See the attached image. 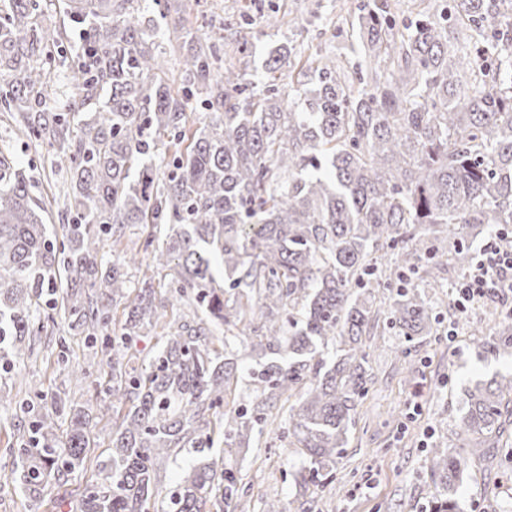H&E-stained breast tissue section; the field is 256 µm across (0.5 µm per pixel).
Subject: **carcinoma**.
Listing matches in <instances>:
<instances>
[{
  "label": "carcinoma",
  "instance_id": "carcinoma-1",
  "mask_svg": "<svg viewBox=\"0 0 512 512\" xmlns=\"http://www.w3.org/2000/svg\"><path fill=\"white\" fill-rule=\"evenodd\" d=\"M42 2L0 0V77H11L0 102L20 114L24 136L68 161L75 216L59 267L45 208L0 151V370L28 357L39 300L60 288L55 306L102 353L71 374L107 365L104 408L127 411L98 478L75 489L68 477L85 469L88 448L76 405L59 398L18 426L24 493L37 501L52 480L69 512H235L245 488L216 460L184 470L166 493L157 479L176 449L214 444L198 431L224 407L239 367V356L213 346L215 327L226 346L233 330L250 329L256 357L257 401L224 411V446L249 447L282 396L298 390L288 436L315 478L333 482L368 392L371 280L389 287L407 271L433 276L453 224L477 235L512 224V0H451L400 24L389 0H363L351 30L364 62L303 60L277 44L264 61L268 82L254 91L253 47H236L242 69L222 68L224 34L194 41L168 5L159 16L185 49L177 88L139 0H62L78 37L71 55L61 30L39 25ZM38 59L72 68L71 119L33 96L47 80ZM197 104L210 120L193 130L187 113ZM166 134L175 151L159 180L154 148ZM136 224L157 233L145 248L155 266H174L176 288L164 292L151 276L133 286L123 266L135 258L108 256L102 235ZM128 297L121 335H106L114 304ZM185 297L207 320L169 318ZM296 307L302 319L285 322ZM386 313L407 341L432 333L415 288L396 289ZM162 322L167 333L142 354L135 340ZM338 342L344 348L328 356ZM486 349L512 358V325ZM458 426L482 458L512 436V369L465 389ZM430 462L439 481L431 512H460L465 462L453 448L431 449Z\"/></svg>",
  "mask_w": 512,
  "mask_h": 512
}]
</instances>
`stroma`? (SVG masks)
Segmentation results:
<instances>
[{"label":"stroma","mask_w":512,"mask_h":512,"mask_svg":"<svg viewBox=\"0 0 512 512\" xmlns=\"http://www.w3.org/2000/svg\"><path fill=\"white\" fill-rule=\"evenodd\" d=\"M233 16L241 38L258 54L278 39L301 51L335 54L350 51V18L342 0H201L183 4L186 29L204 39L214 35L226 16ZM0 150L29 179L35 199L46 202L51 240H62L70 214L64 205L68 189L61 157L26 138L13 113L0 111ZM463 267L449 263L440 287L429 289V314L434 335L404 342L385 317H378L370 336L369 372L373 382L362 399L349 444L336 460L335 485L301 490L302 473L310 463L301 457L287 433L288 414L299 394L291 392L273 410L275 422L266 426L258 443L226 454L223 441L210 448L228 468L240 470L247 488L243 512H263L267 497L278 496L291 512H429L437 485L429 465L433 448H457V401L462 387L512 367L505 357L483 352L482 338L495 334L502 321L512 319V296L491 298L458 312L454 287ZM44 327L29 338L32 349L22 370L23 382L0 380L12 403L0 407V512H67L56 486H47L41 508H34L12 472L19 461L13 438L17 424L27 423L32 408L50 407L55 398L74 400L87 415L91 460L107 459L112 415L101 408L102 387L77 383L67 366L92 352L85 336L59 317L53 297L40 302ZM408 344L411 354L398 358L395 346ZM471 476L459 500L462 512H512V441L501 446L493 461L469 459Z\"/></svg>","instance_id":"1"}]
</instances>
